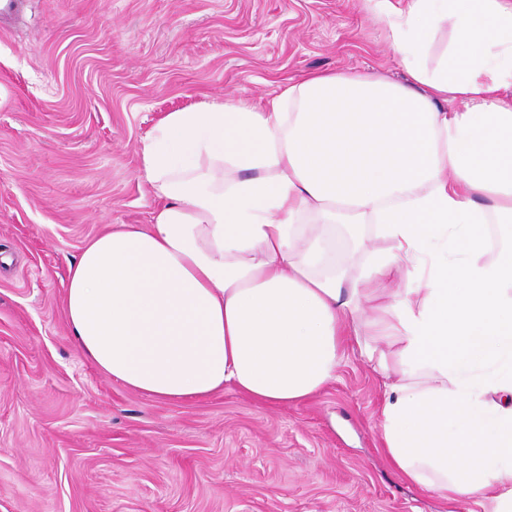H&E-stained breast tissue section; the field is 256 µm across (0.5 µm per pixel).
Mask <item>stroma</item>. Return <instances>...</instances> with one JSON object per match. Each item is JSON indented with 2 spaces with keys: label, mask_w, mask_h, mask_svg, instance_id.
<instances>
[{
  "label": "stroma",
  "mask_w": 512,
  "mask_h": 512,
  "mask_svg": "<svg viewBox=\"0 0 512 512\" xmlns=\"http://www.w3.org/2000/svg\"><path fill=\"white\" fill-rule=\"evenodd\" d=\"M0 15V512H483L404 480L383 381L350 356L288 405L147 398L68 335V265L157 206L160 117L313 73H404L365 0H20Z\"/></svg>",
  "instance_id": "stroma-1"
}]
</instances>
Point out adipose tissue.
<instances>
[{
    "label": "adipose tissue",
    "mask_w": 512,
    "mask_h": 512,
    "mask_svg": "<svg viewBox=\"0 0 512 512\" xmlns=\"http://www.w3.org/2000/svg\"><path fill=\"white\" fill-rule=\"evenodd\" d=\"M367 9L403 81L311 74L153 126L139 154L161 206L69 266V333L113 381L170 403L231 386L285 405L358 353L384 380L402 474L512 512V246L490 253L486 235L512 224V0ZM340 227L368 262L337 261Z\"/></svg>",
    "instance_id": "ef3b65f1"
}]
</instances>
